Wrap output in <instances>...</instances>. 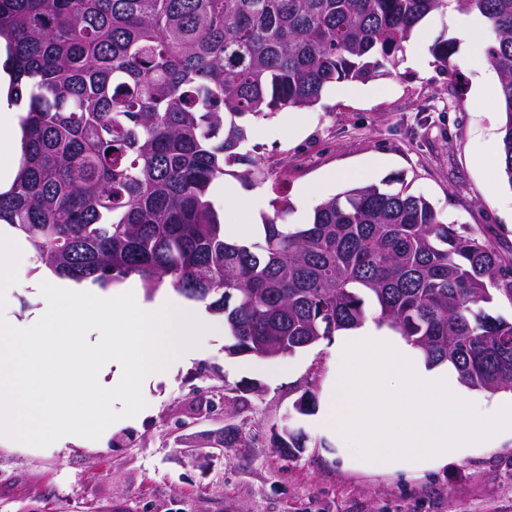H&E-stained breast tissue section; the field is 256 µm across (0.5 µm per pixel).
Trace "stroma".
I'll return each instance as SVG.
<instances>
[{"label": "stroma", "instance_id": "stroma-1", "mask_svg": "<svg viewBox=\"0 0 512 512\" xmlns=\"http://www.w3.org/2000/svg\"><path fill=\"white\" fill-rule=\"evenodd\" d=\"M429 42L456 39L455 75L438 62H400L389 74L338 84L313 108L254 120L244 146L270 166L265 199L283 197L288 223L308 222L315 206L344 191L332 177L375 160L400 177L445 222L466 225L512 261V194L499 139L486 113L497 86L476 91L464 50L484 55L486 30L471 36L446 13L424 21ZM496 192H489V185ZM229 335L204 336L202 354L152 388L153 414L116 421L106 442L81 446L0 445V512H512V442L413 478L345 469L330 450L308 442L285 459L269 445L306 385L321 388L328 353L318 343L294 354L293 374L234 370ZM255 385L259 394L241 395ZM238 425L246 447L191 456L188 438Z\"/></svg>", "mask_w": 512, "mask_h": 512}]
</instances>
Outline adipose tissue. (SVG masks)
<instances>
[{"label":"adipose tissue","instance_id":"ef3b65f1","mask_svg":"<svg viewBox=\"0 0 512 512\" xmlns=\"http://www.w3.org/2000/svg\"><path fill=\"white\" fill-rule=\"evenodd\" d=\"M9 77L0 69V192L13 184L22 153L17 113L7 111ZM310 421L350 470L420 477L477 448L512 440V393L467 392L448 363L428 362L405 336L369 316L338 331Z\"/></svg>","mask_w":512,"mask_h":512}]
</instances>
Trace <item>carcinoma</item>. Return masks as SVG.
Wrapping results in <instances>:
<instances>
[{
    "instance_id": "obj_1",
    "label": "carcinoma",
    "mask_w": 512,
    "mask_h": 512,
    "mask_svg": "<svg viewBox=\"0 0 512 512\" xmlns=\"http://www.w3.org/2000/svg\"><path fill=\"white\" fill-rule=\"evenodd\" d=\"M454 2L491 33L486 59L504 109L501 164L512 187V0H0L14 101L27 102L24 151L0 223L36 262L103 287L136 273L224 314L228 354L291 355L378 320L464 386L512 391V322L483 305L512 301V262L446 224L401 178L326 199L306 224L278 200L250 244L224 236L209 199L231 175L263 183L241 153L246 119L313 108L345 81L378 76L429 14ZM431 54L453 75L456 41ZM241 164L236 172L227 167ZM227 426L217 439L243 448ZM308 435L289 424L273 448Z\"/></svg>"
}]
</instances>
